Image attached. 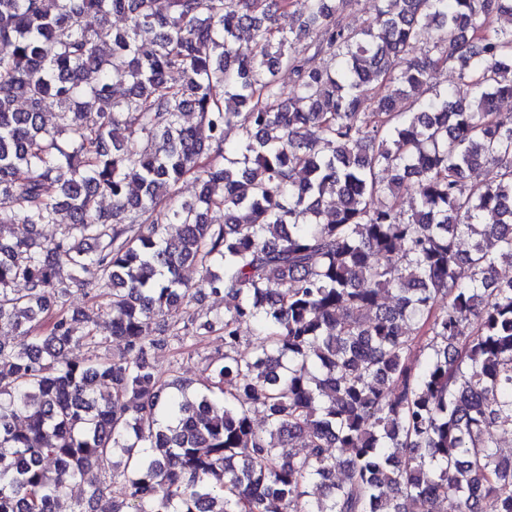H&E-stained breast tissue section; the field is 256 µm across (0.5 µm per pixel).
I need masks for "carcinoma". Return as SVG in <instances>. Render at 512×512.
Here are the masks:
<instances>
[{
  "label": "carcinoma",
  "mask_w": 512,
  "mask_h": 512,
  "mask_svg": "<svg viewBox=\"0 0 512 512\" xmlns=\"http://www.w3.org/2000/svg\"><path fill=\"white\" fill-rule=\"evenodd\" d=\"M351 2L0 0V329L25 337L0 341V512H512V0H379L359 29ZM205 292L224 313L175 317ZM214 332L203 388L171 390L150 354Z\"/></svg>",
  "instance_id": "obj_1"
}]
</instances>
